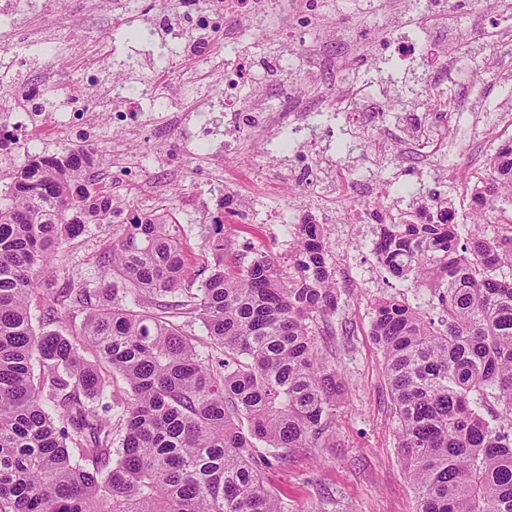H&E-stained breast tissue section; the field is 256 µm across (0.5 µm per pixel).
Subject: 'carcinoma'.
Returning a JSON list of instances; mask_svg holds the SVG:
<instances>
[{
    "mask_svg": "<svg viewBox=\"0 0 512 512\" xmlns=\"http://www.w3.org/2000/svg\"><path fill=\"white\" fill-rule=\"evenodd\" d=\"M91 165L86 149L38 158L0 205V512H288L263 472L325 447L343 394L314 339L341 297L323 225H297L284 260L235 258L217 216L197 283L181 225L134 216L98 258L110 287L61 285L59 246L111 222ZM489 167L479 215L512 191V142ZM454 215L435 199L380 225L378 262L425 284L440 315L380 298L371 334L416 512H512V234L464 237Z\"/></svg>",
    "mask_w": 512,
    "mask_h": 512,
    "instance_id": "cac0c4a2",
    "label": "carcinoma"
}]
</instances>
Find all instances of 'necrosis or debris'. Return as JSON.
I'll return each instance as SVG.
<instances>
[{
  "label": "necrosis or debris",
  "instance_id": "obj_1",
  "mask_svg": "<svg viewBox=\"0 0 512 512\" xmlns=\"http://www.w3.org/2000/svg\"><path fill=\"white\" fill-rule=\"evenodd\" d=\"M104 4L126 10L124 22L128 25L141 16H151L153 26L145 34L149 42L170 20H178L180 28L172 41L159 44L151 82L131 85L126 71L116 70L110 86L93 100L81 84H74L59 108L53 129L56 145L81 135L83 129L76 125V118H88L93 112L112 114L127 127L139 129L148 115L154 114L163 119L161 132L177 135L186 155H194L205 142L210 146V159L215 161L235 148L241 132L264 140L275 128L299 131L310 113L335 106L366 126L382 128L385 140L400 137L398 128L385 126V109L378 101L351 94L358 74L356 63L347 58L327 62L324 47L331 40L342 44L356 41L363 31L390 32L402 12V0H385L383 6L367 10L359 31L336 25L328 35L320 27L323 0H278L277 8L270 12L265 9V0H226L222 5L217 0H80L81 9L87 12ZM15 16L14 5L0 6V69L22 75L24 88L20 105L0 108L1 164H22L30 157L26 137L45 123V91L54 76L50 67L40 76H25L29 56L14 48ZM272 26L283 37L299 43L300 64L306 75L293 86L281 87L278 100L247 108L243 105L244 90L256 76L257 62L243 53L241 44L261 38ZM221 43L228 53L224 90L214 109L205 95L190 91L183 65L188 62L194 66L195 83H207L216 47ZM323 148V142L317 140L302 149L278 154L275 169L298 180L321 178L323 171L314 167L313 161Z\"/></svg>",
  "mask_w": 512,
  "mask_h": 512
}]
</instances>
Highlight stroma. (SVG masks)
<instances>
[{
  "label": "stroma",
  "instance_id": "obj_1",
  "mask_svg": "<svg viewBox=\"0 0 512 512\" xmlns=\"http://www.w3.org/2000/svg\"><path fill=\"white\" fill-rule=\"evenodd\" d=\"M42 2L18 0L17 41L42 30ZM446 5L460 27H476L489 19L495 31L494 37L465 41L448 50L442 19L427 21L425 44L446 57L453 70L452 81L433 82L432 91L469 96L455 127L447 128L431 113H422L428 132L419 151L411 154L401 145L387 152L378 130L350 125L345 113L328 109L312 115L302 137L317 133L336 145H357L353 154L341 156L346 177L342 183L311 185L282 178L269 163L266 144L250 136L219 167L182 156L173 141L142 140L139 147L151 160L148 172L140 174L112 161L113 143L125 138L124 127L108 114L93 116L98 136L86 147L98 163L90 177L106 184L118 207L110 223L88 225L81 237L58 250L54 264L60 281H71L77 288L101 286L99 253L111 247L133 215L164 208L182 224L188 270L196 272L209 254L201 232L207 220L201 191L216 178L243 200V211L224 218V237L236 252L245 254L255 247L283 258L293 245L296 224L309 219L327 230L329 262L347 293L336 314L319 320L316 340L341 373L345 396L336 411L334 447L298 450L287 464L264 473L265 485L279 493L288 512H416V492L399 455L384 355L370 327L376 300L394 296L427 313L430 295L425 285L394 277L378 262L372 212L380 210L386 221L398 223L420 200L436 197L453 205L457 223L474 224V187L489 178V157L512 139V126L501 123L503 116L512 117V53L500 47L501 42H512V14L493 15L489 0H446ZM54 10L69 14L70 23L58 31L42 30L45 52L32 56L31 68L40 71L45 53H53L58 78L52 94L60 97L74 74L68 46L110 41L115 28L109 13L95 19L71 16L70 0H54ZM385 40L382 33L364 38L357 55L372 90H384L394 101L407 95L415 69L402 66L399 82L388 84L390 68L381 52Z\"/></svg>",
  "mask_w": 512,
  "mask_h": 512
}]
</instances>
